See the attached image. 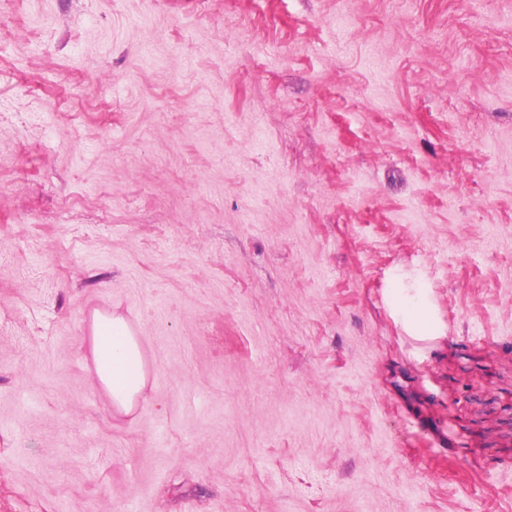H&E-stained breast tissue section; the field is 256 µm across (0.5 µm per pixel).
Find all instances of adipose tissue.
Returning <instances> with one entry per match:
<instances>
[{
	"instance_id": "ef3b65f1",
	"label": "adipose tissue",
	"mask_w": 512,
	"mask_h": 512,
	"mask_svg": "<svg viewBox=\"0 0 512 512\" xmlns=\"http://www.w3.org/2000/svg\"><path fill=\"white\" fill-rule=\"evenodd\" d=\"M393 291V314L409 336L425 339L441 335L424 275H416L409 287L395 283ZM91 353L96 379L109 394L113 410L132 412L145 390L147 372L138 339L123 317L96 316Z\"/></svg>"
}]
</instances>
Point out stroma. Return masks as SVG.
<instances>
[{
    "label": "stroma",
    "mask_w": 512,
    "mask_h": 512,
    "mask_svg": "<svg viewBox=\"0 0 512 512\" xmlns=\"http://www.w3.org/2000/svg\"><path fill=\"white\" fill-rule=\"evenodd\" d=\"M132 504L512 512V0H0V512ZM393 285L396 297L393 314L408 336L425 339L443 335L424 275L418 273L411 288L399 281H394ZM91 353L97 382L109 394L112 409L132 412L145 390L147 372L138 339L122 316H95Z\"/></svg>",
    "instance_id": "obj_1"
}]
</instances>
